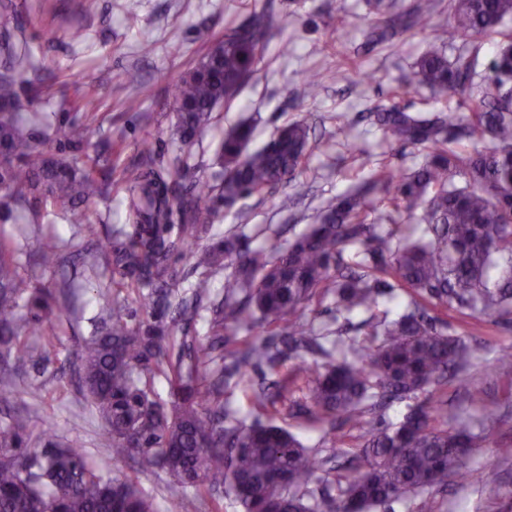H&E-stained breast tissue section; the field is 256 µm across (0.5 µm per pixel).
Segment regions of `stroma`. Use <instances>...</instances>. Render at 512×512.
Returning <instances> with one entry per match:
<instances>
[{"mask_svg": "<svg viewBox=\"0 0 512 512\" xmlns=\"http://www.w3.org/2000/svg\"><path fill=\"white\" fill-rule=\"evenodd\" d=\"M453 0H434L428 30L417 28L374 43L372 31L381 25L366 0H11L0 8V27L22 25L24 48L38 66L29 75L25 93L36 94V119L30 125L75 119L85 124L84 137L97 143L111 137L120 152L112 173L111 194L94 198L87 214L97 228L99 252L110 249L111 230L125 222L126 200L119 187L125 168L143 146L161 158L186 153L195 176L218 183L222 170L216 152L228 128L246 120L255 127L252 148L262 147L286 123L303 118L314 123L312 147L300 180L303 194L282 188L272 194L252 195L225 208L219 233H244L251 247L271 249L317 223L327 203L352 184L368 179L388 166L408 173L423 163L425 152L411 145H386L382 131L366 118L375 106L396 104L412 112L445 109L443 94L412 85L418 58L430 48L433 30L453 20ZM264 11L276 24L265 41L260 60L238 97L221 104L198 135L184 149L176 134L173 91L178 79L195 68L206 51L197 27L205 22L215 35ZM346 23L336 27L337 15ZM150 39L154 51L142 56L140 43ZM314 72L319 85L313 96L301 98L296 89L303 76ZM97 88L101 108L86 120L76 100L85 85ZM0 235L13 238L19 252L22 277L37 276L48 287L61 288L74 280L73 306L64 310L56 328L55 348L40 363L15 371L16 410L27 412L33 433L52 432L63 442L77 440L96 458L107 456L98 447L99 419L84 399L76 374V354L92 321L101 311L100 291L111 286L104 265L79 262L84 232L71 224L65 212L47 207L38 220L0 221ZM58 236L65 263L54 269L34 266L41 238ZM451 335L475 336L487 341L486 359L474 378L473 391L459 389L448 409L449 423L480 412L493 414L485 447L472 449L466 478L448 479L445 489H429L393 502L389 512H512V460H502L497 448L512 444V375H501L495 357L512 351V323L491 325L445 317ZM41 386L40 400H31L29 386ZM494 469L502 482L496 489L482 487L477 473ZM138 474L141 486L160 503L177 496L190 501L189 512H207L190 487L173 485L158 469H144L126 460L112 476Z\"/></svg>", "mask_w": 512, "mask_h": 512, "instance_id": "stroma-1", "label": "stroma"}]
</instances>
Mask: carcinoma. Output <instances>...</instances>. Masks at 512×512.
Wrapping results in <instances>:
<instances>
[{"label":"carcinoma","instance_id":"1","mask_svg":"<svg viewBox=\"0 0 512 512\" xmlns=\"http://www.w3.org/2000/svg\"><path fill=\"white\" fill-rule=\"evenodd\" d=\"M431 0H417L404 15L392 14L377 34L382 40L411 27H429ZM512 0H455L454 19L435 31L433 45L416 63L419 84L463 99L473 85L483 41L498 38L488 91L469 114L455 108L435 113L376 108L370 113L390 141L420 146L427 159L410 174L389 167L330 202L319 223L271 251L242 245L241 236L201 235L230 206L253 193L285 184L300 187L308 155L310 125L302 119L278 129L251 151L253 128L240 123L224 134L220 183L191 178L179 156L158 161L151 148L126 171L129 227L115 229L104 255L112 286L135 292L152 317L137 325L125 305L102 295L104 316L77 354L86 396L101 418L97 438L111 449L94 459L77 441L50 436L29 446V418L14 413L0 422V512H161L156 497L132 477L106 476L111 465L136 458L147 468L190 486L223 512L220 487H227L245 512H370L408 493L430 489L465 467L470 448L484 442L489 418L455 427L438 417L443 386L482 361L487 344L451 336L429 310L496 319L512 314ZM270 14L249 19L211 43L201 63L175 86L177 133L192 144L214 109L232 101L253 74L259 47L272 29ZM469 45L450 60L443 48ZM0 186L19 207L35 214L51 204L69 223L96 227L85 204L112 186V137L88 150L78 126H47L37 137L19 123L25 104L24 74L34 68L12 35L0 38ZM77 107L95 117L98 95L85 88ZM62 139L53 153L42 141ZM463 176L464 185L454 181ZM383 192V212L368 221L369 196ZM422 207L415 234L396 229L403 213ZM180 224H171L173 212ZM56 237L44 238L36 265L61 260ZM346 249L357 261L342 265ZM191 252L200 270L190 297L179 296L173 255ZM234 258L224 276V300L210 302L212 276ZM405 291L408 301L394 318L375 313L382 297ZM333 297L346 313L366 312L361 327L380 341H341L326 348L312 322L295 317L299 306ZM62 302L36 278L19 274L17 249L0 237V406L14 394L7 375L33 364L38 349L29 336L55 347ZM210 314L204 342L175 335L188 310ZM322 358L312 377L304 367L282 371L290 358ZM267 368L274 378L254 381L247 367ZM168 385L169 401L158 398L155 381ZM304 383L302 397L288 401ZM249 394L255 419L248 424L224 407V387ZM429 394L397 425L384 421L393 403ZM340 415L366 420L350 438L336 423ZM284 416L318 425L333 449L358 448L367 467L337 487V494L310 491L318 449L274 424Z\"/></svg>","mask_w":512,"mask_h":512}]
</instances>
